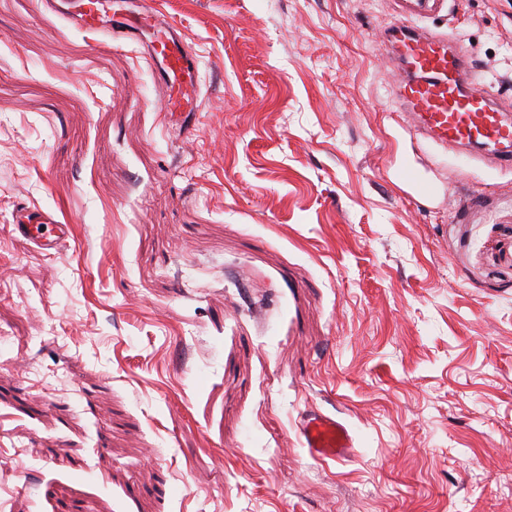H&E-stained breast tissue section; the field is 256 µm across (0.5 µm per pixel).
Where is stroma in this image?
<instances>
[{"mask_svg": "<svg viewBox=\"0 0 512 512\" xmlns=\"http://www.w3.org/2000/svg\"><path fill=\"white\" fill-rule=\"evenodd\" d=\"M156 2L190 135L139 45L0 0V512H512V170L398 126L390 0ZM425 24L512 89V0ZM401 179L412 188L416 196L424 201H433L440 194L439 189L432 182L422 178L415 167L404 169ZM11 233L47 255L59 251L66 243L68 229L53 212L37 207H23L13 214ZM297 434L309 455L324 462H341L354 448V439L346 425L318 408H309L302 413Z\"/></svg>", "mask_w": 512, "mask_h": 512, "instance_id": "obj_1", "label": "stroma"}]
</instances>
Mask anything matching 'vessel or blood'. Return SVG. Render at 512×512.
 Segmentation results:
<instances>
[{
    "label": "vessel or blood",
    "instance_id": "b4317fda",
    "mask_svg": "<svg viewBox=\"0 0 512 512\" xmlns=\"http://www.w3.org/2000/svg\"><path fill=\"white\" fill-rule=\"evenodd\" d=\"M392 3V21L383 41L396 55L395 97L405 132L444 147L490 149L498 166L512 169V102L488 90L466 51L448 34L417 24L418 19L441 11L446 0ZM45 5L81 30L127 41H140L144 27L155 28L156 35L146 47L153 74L170 90L168 111L177 113L186 129H194L199 110L198 60L179 27L161 21L151 0H146L137 19L114 11L110 0H45ZM401 178L423 200H435L440 194L417 169H404ZM11 232L48 255L59 251L68 238L66 225L53 212L37 207L16 210ZM297 434L309 455L324 462L343 461L354 447L346 425L317 408L302 413Z\"/></svg>",
    "mask_w": 512,
    "mask_h": 512
}]
</instances>
